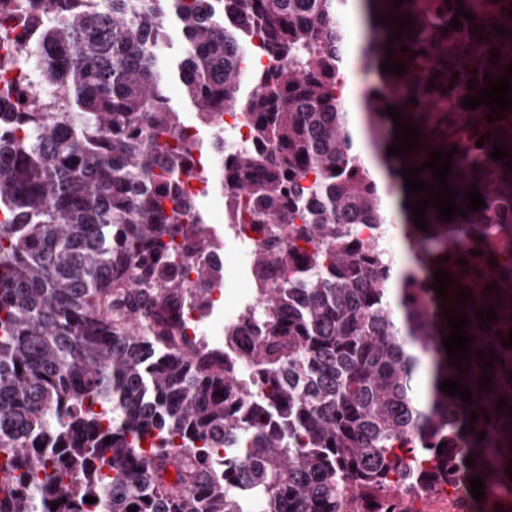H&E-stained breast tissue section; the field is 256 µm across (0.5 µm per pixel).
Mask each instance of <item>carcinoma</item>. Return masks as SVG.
I'll list each match as a JSON object with an SVG mask.
<instances>
[{
	"mask_svg": "<svg viewBox=\"0 0 512 512\" xmlns=\"http://www.w3.org/2000/svg\"><path fill=\"white\" fill-rule=\"evenodd\" d=\"M43 2L24 18L29 60L61 111L0 116V512H88L87 496L98 512H403L396 494L429 488L471 506L475 476L512 496V417L496 409L512 406V111L489 122L486 106H463L512 64V0H356L368 67L406 63L359 98L405 216L407 271L346 228L386 223L342 86L347 0ZM461 8L474 21L454 30ZM390 15L414 24L389 44L397 27L375 17ZM163 68L211 135L222 103L250 128L218 186L253 233L262 311L227 328L219 352L179 316L211 308L222 270L198 263L199 287H186L185 264L212 249L180 193L204 141L177 130ZM388 105L418 125L420 149L387 155ZM495 144L511 164L489 157ZM454 145L448 184L468 216L441 221L430 206L423 232L406 201L428 193L407 194L400 169ZM473 186L486 207L470 211ZM438 269L454 279L444 300ZM274 271L286 276L270 287ZM459 288L472 291L464 308ZM490 306L498 320L482 328L476 310ZM445 307L467 313V371L447 362ZM478 349L499 358L489 390ZM445 379L473 402L444 394Z\"/></svg>",
	"mask_w": 512,
	"mask_h": 512,
	"instance_id": "cac0c4a2",
	"label": "carcinoma"
}]
</instances>
